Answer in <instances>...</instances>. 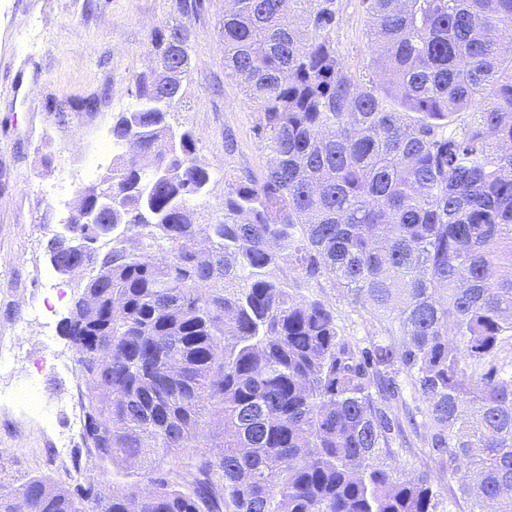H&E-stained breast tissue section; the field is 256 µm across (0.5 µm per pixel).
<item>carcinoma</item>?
I'll return each instance as SVG.
<instances>
[{
  "label": "carcinoma",
  "instance_id": "1",
  "mask_svg": "<svg viewBox=\"0 0 512 512\" xmlns=\"http://www.w3.org/2000/svg\"><path fill=\"white\" fill-rule=\"evenodd\" d=\"M373 72L331 39L336 0H235L224 68L269 160L224 218L181 103L190 34L112 126L113 159L47 246L88 274L59 325L78 354L83 447L133 482L33 477L0 512H440L426 472L381 462L415 435L465 512H512V0H362ZM112 192V240L81 220ZM324 279L383 324L368 345L277 275ZM416 401L403 418L379 401ZM221 417L219 438L205 418Z\"/></svg>",
  "mask_w": 512,
  "mask_h": 512
}]
</instances>
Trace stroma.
Here are the masks:
<instances>
[{"instance_id":"stroma-1","label":"stroma","mask_w":512,"mask_h":512,"mask_svg":"<svg viewBox=\"0 0 512 512\" xmlns=\"http://www.w3.org/2000/svg\"><path fill=\"white\" fill-rule=\"evenodd\" d=\"M226 0H0V336L10 339L20 369L0 373V393L38 392L40 414L0 404V485L33 477L63 482L46 448L69 433L78 410L77 355L57 332L78 291L55 275L57 291L32 277L48 268L47 245L58 204L74 207L80 188L100 182L121 154L112 126L135 104V80L154 65L156 31L190 35V68L172 126L194 131L196 157L212 180L194 202L198 216H219L224 178L261 173L267 152L253 132L251 102L224 70L221 26ZM332 33L349 71L372 68L367 17L360 0H336ZM233 150H226L225 137ZM336 313L352 342L382 336L381 325L329 283L309 290Z\"/></svg>"}]
</instances>
